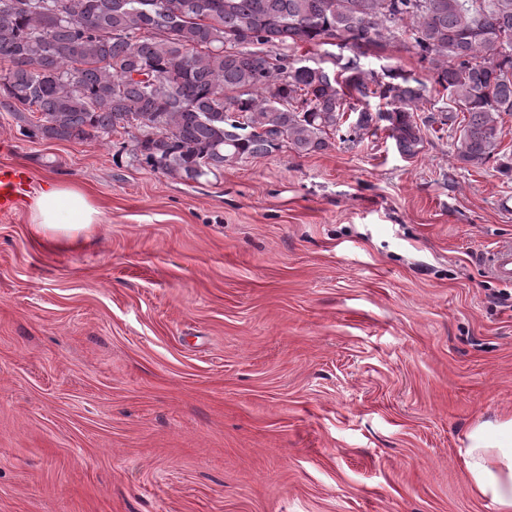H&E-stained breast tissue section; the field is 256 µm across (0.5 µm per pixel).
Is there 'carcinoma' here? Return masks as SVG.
Wrapping results in <instances>:
<instances>
[{
	"mask_svg": "<svg viewBox=\"0 0 512 512\" xmlns=\"http://www.w3.org/2000/svg\"><path fill=\"white\" fill-rule=\"evenodd\" d=\"M43 2L23 11L0 0V52L11 62L0 108L31 138L123 132L132 160L183 181L380 127L401 156H416L425 87L398 66L363 67L383 44L428 62L437 93L463 113L459 162L497 156L501 115L512 114V0ZM300 44L324 50L299 57Z\"/></svg>",
	"mask_w": 512,
	"mask_h": 512,
	"instance_id": "carcinoma-1",
	"label": "carcinoma"
}]
</instances>
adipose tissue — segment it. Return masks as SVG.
Segmentation results:
<instances>
[{
	"label": "adipose tissue",
	"instance_id": "obj_1",
	"mask_svg": "<svg viewBox=\"0 0 512 512\" xmlns=\"http://www.w3.org/2000/svg\"><path fill=\"white\" fill-rule=\"evenodd\" d=\"M98 211L77 187L56 183L31 206L34 234L49 242L71 240L91 230ZM464 476L474 493L496 512H512V415L477 420L459 450Z\"/></svg>",
	"mask_w": 512,
	"mask_h": 512
}]
</instances>
